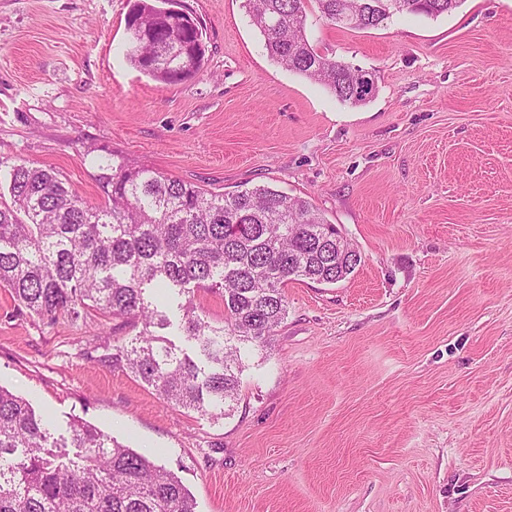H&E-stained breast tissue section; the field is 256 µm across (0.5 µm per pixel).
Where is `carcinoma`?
Returning a JSON list of instances; mask_svg holds the SVG:
<instances>
[{"instance_id":"1","label":"carcinoma","mask_w":512,"mask_h":512,"mask_svg":"<svg viewBox=\"0 0 512 512\" xmlns=\"http://www.w3.org/2000/svg\"><path fill=\"white\" fill-rule=\"evenodd\" d=\"M245 0L269 56L323 84L339 101L353 96L355 68L320 53L306 35L307 11L341 28L376 27L396 13L437 17L463 0ZM156 0H134L126 55L155 80L199 72L192 54L200 27L172 33ZM96 175L101 198L82 201L51 168L21 160L4 174L0 205V287L44 323L95 313L142 324L131 343L93 360L129 370L164 400L218 418L236 399L244 357L263 351L288 314L283 288L309 279L334 284L362 262L336 256V225L313 204L269 186L216 194L147 166L106 159ZM204 290L224 301L214 324L195 303ZM181 328L210 369L153 329ZM74 457L23 397L0 386V512H195L181 480L81 419L70 425Z\"/></svg>"}]
</instances>
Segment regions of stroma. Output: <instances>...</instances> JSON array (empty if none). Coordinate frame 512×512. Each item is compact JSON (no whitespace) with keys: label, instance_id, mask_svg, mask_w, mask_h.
Here are the masks:
<instances>
[{"label":"stroma","instance_id":"stroma-1","mask_svg":"<svg viewBox=\"0 0 512 512\" xmlns=\"http://www.w3.org/2000/svg\"><path fill=\"white\" fill-rule=\"evenodd\" d=\"M133 0H0V164L95 203L118 154L215 193L311 199L363 262L289 282L231 414L162 400L81 351L113 319L50 326L0 288V386L55 437L80 418L174 472L196 512H512V0L306 34L373 72L351 105L268 55L245 0H180L205 64L156 81L126 56Z\"/></svg>","mask_w":512,"mask_h":512}]
</instances>
